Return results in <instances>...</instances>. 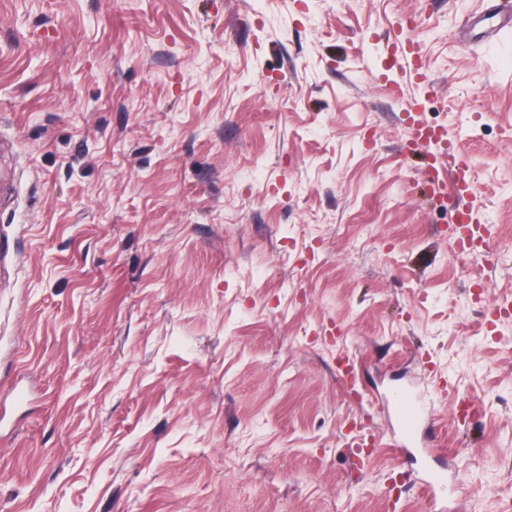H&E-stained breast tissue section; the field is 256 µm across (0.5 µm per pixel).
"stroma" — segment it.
Instances as JSON below:
<instances>
[{
  "label": "stroma",
  "mask_w": 512,
  "mask_h": 512,
  "mask_svg": "<svg viewBox=\"0 0 512 512\" xmlns=\"http://www.w3.org/2000/svg\"><path fill=\"white\" fill-rule=\"evenodd\" d=\"M507 0H0V512H476L512 487ZM414 45L426 94L394 96ZM474 163L456 257L404 123ZM392 418V435L396 445L411 454L425 424V405L411 390L397 391L387 404ZM448 484V473L446 468L439 467L429 469L424 477L420 479L421 489L425 495H431L435 501V511H447V502L439 498V494L446 488Z\"/></svg>",
  "instance_id": "stroma-1"
}]
</instances>
